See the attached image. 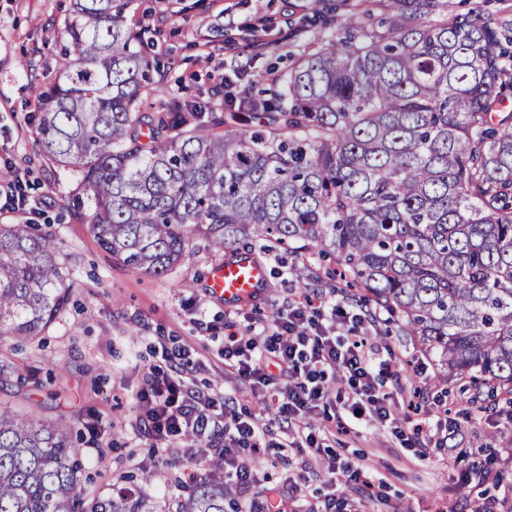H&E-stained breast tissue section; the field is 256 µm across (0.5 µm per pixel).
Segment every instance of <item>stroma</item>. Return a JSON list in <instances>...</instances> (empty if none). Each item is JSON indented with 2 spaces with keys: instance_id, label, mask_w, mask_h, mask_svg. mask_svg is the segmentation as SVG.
I'll use <instances>...</instances> for the list:
<instances>
[{
  "instance_id": "1",
  "label": "stroma",
  "mask_w": 512,
  "mask_h": 512,
  "mask_svg": "<svg viewBox=\"0 0 512 512\" xmlns=\"http://www.w3.org/2000/svg\"><path fill=\"white\" fill-rule=\"evenodd\" d=\"M365 0H139L128 17L154 43L160 71L155 91L144 100L150 111L176 95L224 112L238 109L242 95H258L269 75L286 72L304 42L335 34L341 22ZM450 10L512 28V0H448ZM72 0H0V178L17 174L35 210L0 208V224H35L61 240L59 260L69 269L72 288L59 316L39 336L19 340L0 336V404L46 422L71 426L83 452L84 496H105L113 488L141 487L153 497L180 494L190 475L204 474L210 459L193 454L186 440L155 444L139 398L145 365L160 346L190 350L193 365L183 374L202 396L237 390L236 410L268 422L274 440L284 428L248 381L224 363V338L245 333L251 320L271 324V312L308 295L359 309L362 291L327 275L332 259L307 253L294 257L271 250L265 292L255 303L225 309L207 288V273L221 254L195 241L192 251L167 276L134 272L112 259L94 237L88 217L73 216L69 195L74 174L49 159L36 141L33 115L39 110L36 85H50L59 74L65 43L64 21ZM227 43L228 52L211 51ZM299 267L301 277L291 276ZM378 318L368 324L372 340L399 358L398 377L388 379L395 418H404L422 389L423 412L448 411L454 432L429 460L414 457L390 430L369 426L343 432L336 428L343 383L327 378L332 397L312 424L318 448H264L253 465L259 479L247 491L230 486L236 502L250 512H266L271 499L285 512H324L331 496L361 503L364 512H450L465 501L508 498L512 512V464H496L488 480L461 484L453 461L459 454L482 461L512 448V410L503 399L469 403L461 383L440 386L429 360L420 357L412 337L387 331ZM362 468L363 483L332 481L330 456ZM151 471L148 484L140 474Z\"/></svg>"
}]
</instances>
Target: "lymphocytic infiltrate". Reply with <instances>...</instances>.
<instances>
[{
  "label": "lymphocytic infiltrate",
  "instance_id": "lymphocytic-infiltrate-1",
  "mask_svg": "<svg viewBox=\"0 0 512 512\" xmlns=\"http://www.w3.org/2000/svg\"><path fill=\"white\" fill-rule=\"evenodd\" d=\"M367 319L366 313L317 303L306 296L279 315L272 332L260 331L251 323L247 335L226 336L224 358L234 364L240 378L270 394L278 415L299 423L315 415L327 396L326 372L335 370L347 385L339 399L338 423L391 428L405 448L428 459L432 439L425 435L422 424L404 426L394 418L380 391L379 376L395 374L396 365L370 341L365 332ZM341 328L347 329V337H338ZM190 361L188 349L165 347L158 363L148 366L147 387L141 397L148 406L151 434L162 443L187 433L201 438L208 436L214 417L223 418L224 476L240 488H248L258 475L247 455L269 447L270 428L238 415L228 394L203 398L185 389L181 368ZM273 367L294 377V384H275L269 373Z\"/></svg>",
  "mask_w": 512,
  "mask_h": 512
}]
</instances>
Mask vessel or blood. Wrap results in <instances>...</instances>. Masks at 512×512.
<instances>
[{
    "label": "vessel or blood",
    "mask_w": 512,
    "mask_h": 512,
    "mask_svg": "<svg viewBox=\"0 0 512 512\" xmlns=\"http://www.w3.org/2000/svg\"><path fill=\"white\" fill-rule=\"evenodd\" d=\"M267 280V267L252 255L214 264L207 277L212 294L225 305L251 302L259 298Z\"/></svg>",
    "instance_id": "b4317fda"
}]
</instances>
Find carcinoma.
I'll return each instance as SVG.
<instances>
[{
  "label": "carcinoma",
  "instance_id": "obj_1",
  "mask_svg": "<svg viewBox=\"0 0 512 512\" xmlns=\"http://www.w3.org/2000/svg\"><path fill=\"white\" fill-rule=\"evenodd\" d=\"M135 0H74L59 78L36 89L43 152L78 175L101 247L163 277L203 239L344 266L442 382L512 396V51L448 0H372L235 112L178 96L142 111L155 69ZM61 242L0 225V336L39 335L67 301ZM70 429L0 407V512H158L133 489L81 496ZM224 468L175 512H226Z\"/></svg>",
  "mask_w": 512,
  "mask_h": 512
}]
</instances>
